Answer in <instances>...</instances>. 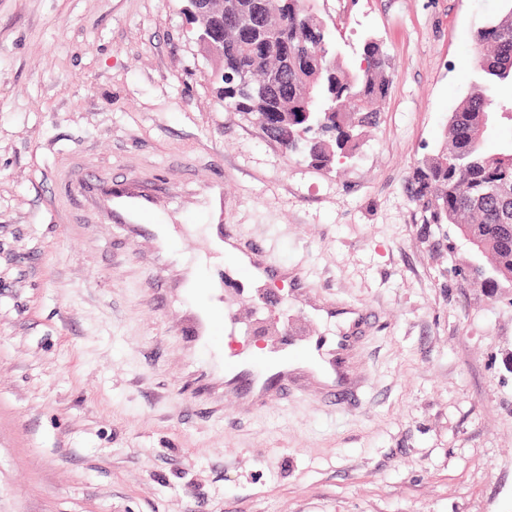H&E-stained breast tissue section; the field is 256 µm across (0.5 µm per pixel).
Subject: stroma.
Instances as JSON below:
<instances>
[{"instance_id":"stroma-1","label":"stroma","mask_w":512,"mask_h":512,"mask_svg":"<svg viewBox=\"0 0 512 512\" xmlns=\"http://www.w3.org/2000/svg\"><path fill=\"white\" fill-rule=\"evenodd\" d=\"M183 7L0 0V512H512V292L461 276L469 244L406 192L503 0H314L345 61L369 36L389 61L329 171L223 107ZM124 191L165 234L114 222ZM216 220L304 275H236L246 349L300 319L359 337L355 406L305 372L253 413L225 397L223 337L191 333Z\"/></svg>"}]
</instances>
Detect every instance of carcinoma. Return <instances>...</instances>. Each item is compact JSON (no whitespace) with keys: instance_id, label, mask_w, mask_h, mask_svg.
I'll return each mask as SVG.
<instances>
[{"instance_id":"obj_1","label":"carcinoma","mask_w":512,"mask_h":512,"mask_svg":"<svg viewBox=\"0 0 512 512\" xmlns=\"http://www.w3.org/2000/svg\"><path fill=\"white\" fill-rule=\"evenodd\" d=\"M479 27V67L470 92L451 113L443 141L407 177L410 200L424 224H450L473 241L486 287L512 286V142L493 149L500 125L512 124V0ZM266 0H224V12L259 21ZM309 0H288V36L267 42L247 31L224 32V68L243 72L249 86L270 91L263 107L245 91L234 111L265 113L266 135L289 153L323 169L356 155L364 131L378 123L376 103L389 86L387 55L364 42L367 67L339 56L337 34L310 27Z\"/></svg>"}]
</instances>
